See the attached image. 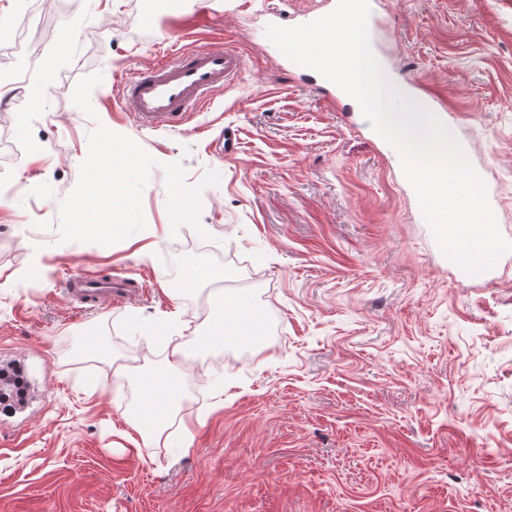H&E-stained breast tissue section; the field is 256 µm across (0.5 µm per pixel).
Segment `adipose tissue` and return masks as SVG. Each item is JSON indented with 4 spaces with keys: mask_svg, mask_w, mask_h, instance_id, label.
Listing matches in <instances>:
<instances>
[{
    "mask_svg": "<svg viewBox=\"0 0 512 512\" xmlns=\"http://www.w3.org/2000/svg\"><path fill=\"white\" fill-rule=\"evenodd\" d=\"M262 315L251 304L248 297L239 296L219 303L213 313V328L216 341L235 344L249 341L254 336ZM183 350L174 347L166 362L165 373L144 372L138 375L140 400L127 421L140 437L160 440L166 422L179 407L180 391L176 373Z\"/></svg>",
    "mask_w": 512,
    "mask_h": 512,
    "instance_id": "1",
    "label": "adipose tissue"
}]
</instances>
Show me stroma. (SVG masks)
<instances>
[{
  "instance_id": "stroma-1",
  "label": "stroma",
  "mask_w": 512,
  "mask_h": 512,
  "mask_svg": "<svg viewBox=\"0 0 512 512\" xmlns=\"http://www.w3.org/2000/svg\"><path fill=\"white\" fill-rule=\"evenodd\" d=\"M0 0L45 47L73 33L59 72L24 100L33 51L0 83V370L20 365L24 403H0V512H512V252L486 275L449 265L400 160L359 107L269 56L253 34L279 9L324 0ZM396 85L413 80L458 115L498 228L512 241V0H376ZM223 46L240 74L182 132L140 129L123 79L167 48ZM94 72L101 122L188 183L206 170L201 224L172 233L165 176L143 193L145 229L121 242L61 243L51 224L88 153L71 101ZM40 208L48 229L27 221ZM223 270L186 287L188 270ZM154 287L77 309L76 271ZM263 316L254 346L197 347L219 294ZM182 347L183 398L159 443H129L133 375Z\"/></svg>"
}]
</instances>
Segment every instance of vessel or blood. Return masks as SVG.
<instances>
[{
	"instance_id": "obj_1",
	"label": "vessel or blood",
	"mask_w": 512,
	"mask_h": 512,
	"mask_svg": "<svg viewBox=\"0 0 512 512\" xmlns=\"http://www.w3.org/2000/svg\"><path fill=\"white\" fill-rule=\"evenodd\" d=\"M242 66L233 51L216 48L179 49L138 70L122 85L121 108L142 129L183 130L190 112L210 101L212 93L231 81ZM125 279L79 273L67 281L80 303L98 305Z\"/></svg>"
}]
</instances>
